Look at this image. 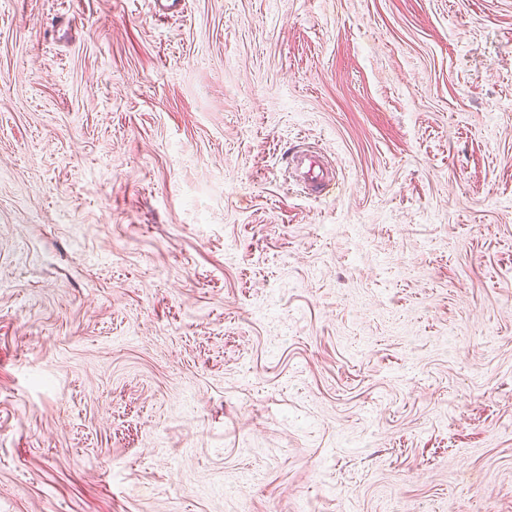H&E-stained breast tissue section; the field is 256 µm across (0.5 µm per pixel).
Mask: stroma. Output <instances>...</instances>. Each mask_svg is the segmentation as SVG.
<instances>
[{
	"mask_svg": "<svg viewBox=\"0 0 512 512\" xmlns=\"http://www.w3.org/2000/svg\"><path fill=\"white\" fill-rule=\"evenodd\" d=\"M0 512H512V0H0ZM289 158L292 177L305 189L321 195L333 190L336 185L335 171L318 152L309 147L299 148L291 155L287 154L286 160Z\"/></svg>",
	"mask_w": 512,
	"mask_h": 512,
	"instance_id": "stroma-1",
	"label": "stroma"
}]
</instances>
